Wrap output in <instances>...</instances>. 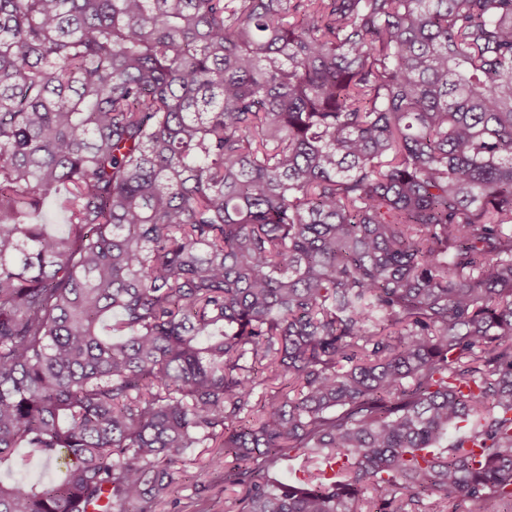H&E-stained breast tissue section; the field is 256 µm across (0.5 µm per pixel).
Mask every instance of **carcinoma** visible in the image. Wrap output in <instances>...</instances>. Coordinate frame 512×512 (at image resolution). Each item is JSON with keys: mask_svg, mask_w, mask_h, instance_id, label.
Instances as JSON below:
<instances>
[{"mask_svg": "<svg viewBox=\"0 0 512 512\" xmlns=\"http://www.w3.org/2000/svg\"><path fill=\"white\" fill-rule=\"evenodd\" d=\"M20 448L0 512L511 510L512 0H0ZM211 449L194 448L172 465L175 482L172 498H177L178 503L175 509L173 504L160 505L155 512H222L219 510L224 509L223 470L204 466ZM203 487L207 489L202 491ZM212 508L217 511H210Z\"/></svg>", "mask_w": 512, "mask_h": 512, "instance_id": "cac0c4a2", "label": "carcinoma"}]
</instances>
